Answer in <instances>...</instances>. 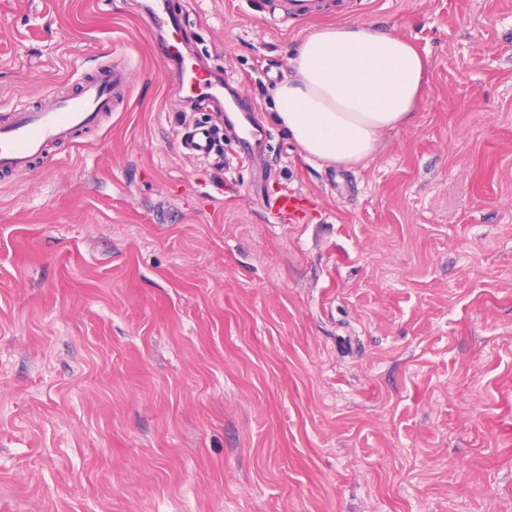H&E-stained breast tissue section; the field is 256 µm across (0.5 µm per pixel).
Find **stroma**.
Wrapping results in <instances>:
<instances>
[{
	"mask_svg": "<svg viewBox=\"0 0 512 512\" xmlns=\"http://www.w3.org/2000/svg\"><path fill=\"white\" fill-rule=\"evenodd\" d=\"M151 0H0V119L125 62L126 101L0 178L8 512H512V0H345L426 60L365 165L309 160L272 92L310 22L173 0L266 131L187 104ZM208 123L223 167L184 154ZM314 201L307 223L270 207ZM310 205L311 201L307 196L292 190H285L276 200L277 213L288 215L293 223L304 221Z\"/></svg>",
	"mask_w": 512,
	"mask_h": 512,
	"instance_id": "obj_1",
	"label": "stroma"
}]
</instances>
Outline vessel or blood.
Listing matches in <instances>:
<instances>
[{
    "mask_svg": "<svg viewBox=\"0 0 512 512\" xmlns=\"http://www.w3.org/2000/svg\"><path fill=\"white\" fill-rule=\"evenodd\" d=\"M284 16L307 21L326 15L327 0H281ZM159 55L174 63L177 75L189 99H200L216 107L224 105V84L209 76L199 64L188 62L171 39H164ZM128 90V73L114 65L84 80L77 93L54 94L47 109H16L10 122L0 124V173L30 168L44 158L50 146L73 141L83 130L98 126L104 115L123 101ZM184 146L193 153L210 155L215 147L211 131L200 127L185 139ZM310 199L296 191H284L276 200L278 213L294 223L303 222Z\"/></svg>",
    "mask_w": 512,
    "mask_h": 512,
    "instance_id": "obj_1",
    "label": "vessel or blood"
}]
</instances>
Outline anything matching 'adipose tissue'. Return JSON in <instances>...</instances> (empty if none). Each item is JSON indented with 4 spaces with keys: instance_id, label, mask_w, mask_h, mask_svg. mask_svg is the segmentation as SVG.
<instances>
[{
    "instance_id": "1",
    "label": "adipose tissue",
    "mask_w": 512,
    "mask_h": 512,
    "mask_svg": "<svg viewBox=\"0 0 512 512\" xmlns=\"http://www.w3.org/2000/svg\"><path fill=\"white\" fill-rule=\"evenodd\" d=\"M273 93L276 121L309 158L353 167L375 157L383 135L410 122L425 64L403 38L353 22L314 28Z\"/></svg>"
}]
</instances>
